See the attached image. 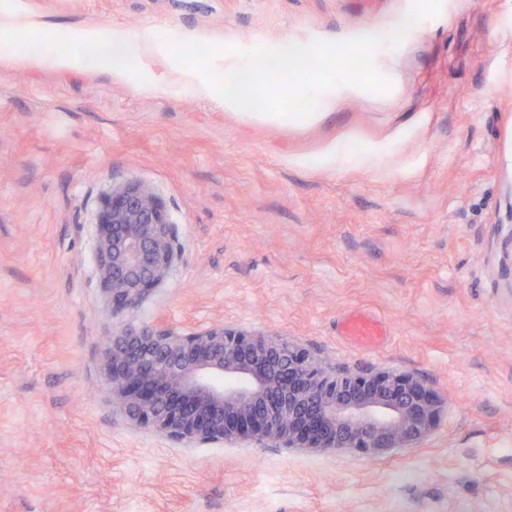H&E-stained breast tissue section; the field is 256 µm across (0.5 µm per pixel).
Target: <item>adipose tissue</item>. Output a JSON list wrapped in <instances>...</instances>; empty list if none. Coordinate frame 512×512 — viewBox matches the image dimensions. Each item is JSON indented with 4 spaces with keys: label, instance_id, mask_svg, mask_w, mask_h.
I'll use <instances>...</instances> for the list:
<instances>
[{
    "label": "adipose tissue",
    "instance_id": "obj_1",
    "mask_svg": "<svg viewBox=\"0 0 512 512\" xmlns=\"http://www.w3.org/2000/svg\"><path fill=\"white\" fill-rule=\"evenodd\" d=\"M82 54L78 60L88 65H95L106 69L113 76L122 78L128 73L127 58L136 51L138 46L153 44L152 32H144L139 40H131L124 32L113 31L109 37H101L96 32L88 31L82 36ZM68 55H51L39 44L31 45L26 54L25 61L31 65L49 63L57 67L71 66L74 60Z\"/></svg>",
    "mask_w": 512,
    "mask_h": 512
}]
</instances>
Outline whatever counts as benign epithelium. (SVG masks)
Masks as SVG:
<instances>
[{
	"label": "benign epithelium",
	"instance_id": "obj_1",
	"mask_svg": "<svg viewBox=\"0 0 512 512\" xmlns=\"http://www.w3.org/2000/svg\"><path fill=\"white\" fill-rule=\"evenodd\" d=\"M178 256L155 191L140 182L113 188L96 241L112 312L138 306ZM102 370L129 421L188 447L254 439L380 456L421 441L442 407L412 375L337 369L276 335L222 324L193 332L166 325L115 330L105 340ZM224 377L236 383H217Z\"/></svg>",
	"mask_w": 512,
	"mask_h": 512
}]
</instances>
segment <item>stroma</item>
Returning a JSON list of instances; mask_svg holds the SVG:
<instances>
[{
  "instance_id": "35a3bbf8",
  "label": "stroma",
  "mask_w": 512,
  "mask_h": 512,
  "mask_svg": "<svg viewBox=\"0 0 512 512\" xmlns=\"http://www.w3.org/2000/svg\"><path fill=\"white\" fill-rule=\"evenodd\" d=\"M412 0H0V512H512V0H455L381 42L391 88L263 121L178 80L182 34L244 49L389 32ZM158 45L127 77L20 63L61 30ZM137 180L180 256L112 314L101 205ZM377 322L376 345L344 335ZM221 323L442 399L370 459L244 439L185 448L128 421L105 336Z\"/></svg>"
}]
</instances>
